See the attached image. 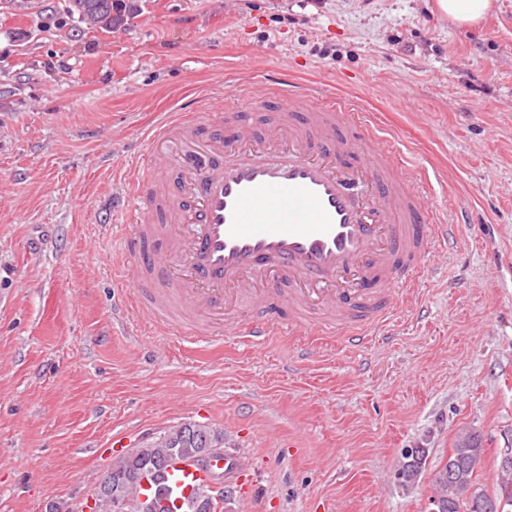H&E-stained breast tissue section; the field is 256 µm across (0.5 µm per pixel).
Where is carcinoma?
<instances>
[{
    "label": "carcinoma",
    "instance_id": "1",
    "mask_svg": "<svg viewBox=\"0 0 512 512\" xmlns=\"http://www.w3.org/2000/svg\"><path fill=\"white\" fill-rule=\"evenodd\" d=\"M141 10L138 0H68V11L91 29L112 33L122 28L126 21ZM224 433L210 428H198L195 423H183L164 433V441L151 442L141 448L135 457L126 456L111 469L115 478L106 483L98 500L106 506L120 499L138 500L141 478H148L154 487L151 497H164L173 501L170 490L164 483V472L175 457L203 459L205 449L221 444ZM484 454L482 440L477 435H468L456 443L448 461L435 474V494L430 505L436 512H495L487 508L491 500L506 496L509 504L502 512H512V464L504 467L497 464L499 493L491 497L476 487V472ZM409 461L406 469L419 473L425 466V449L414 448L404 455Z\"/></svg>",
    "mask_w": 512,
    "mask_h": 512
}]
</instances>
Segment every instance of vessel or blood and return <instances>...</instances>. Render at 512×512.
I'll use <instances>...</instances> for the list:
<instances>
[{
    "mask_svg": "<svg viewBox=\"0 0 512 512\" xmlns=\"http://www.w3.org/2000/svg\"><path fill=\"white\" fill-rule=\"evenodd\" d=\"M270 92L277 117L261 125L196 101L159 114L142 178L112 197L119 271L193 344L344 329L363 346L457 227L366 114L322 84ZM218 467L179 457L166 481L183 500Z\"/></svg>",
    "mask_w": 512,
    "mask_h": 512,
    "instance_id": "b4317fda",
    "label": "vessel or blood"
}]
</instances>
